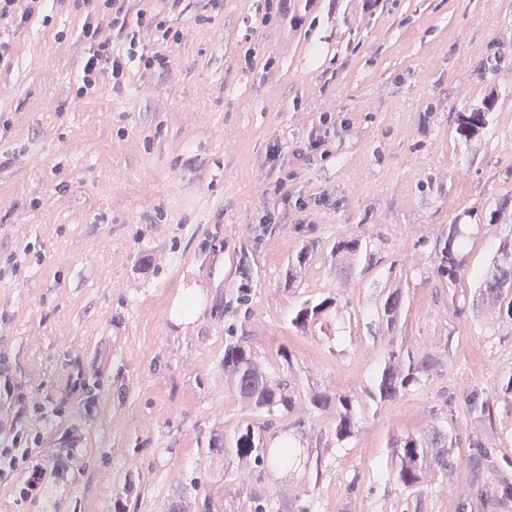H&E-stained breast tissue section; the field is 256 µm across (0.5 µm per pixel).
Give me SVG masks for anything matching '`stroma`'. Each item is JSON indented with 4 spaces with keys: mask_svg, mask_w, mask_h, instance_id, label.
<instances>
[{
    "mask_svg": "<svg viewBox=\"0 0 512 512\" xmlns=\"http://www.w3.org/2000/svg\"><path fill=\"white\" fill-rule=\"evenodd\" d=\"M130 8L179 32H139L166 68L131 64L118 85L101 73L84 95L85 18L116 52L129 47L97 0H45L0 25V440L22 433L46 471L26 503L21 476L0 478V512H201L194 480L219 512H245L259 489L280 512L301 500L312 512H512L497 492L512 480V404L482 423L470 410L512 376V324L448 303L477 295L503 232L485 212L512 199V0H319L298 24L276 0ZM491 95L483 135L464 140L457 113ZM454 222L468 272L450 288L431 248ZM346 236L368 248L340 276L329 247ZM243 248L252 347L272 372L290 350L300 392L355 396L349 440L330 414H270L225 390L224 322L209 309ZM394 270L407 276L402 335L447 345L448 361L375 406L363 390L384 340L367 324ZM190 285L203 301L183 326L171 312ZM328 295L340 306L329 334L297 332L295 307ZM248 423L299 441L288 471L259 479L208 448ZM436 424L457 467L417 497L393 481L387 441ZM477 433L492 443L478 470Z\"/></svg>",
    "mask_w": 512,
    "mask_h": 512,
    "instance_id": "obj_1",
    "label": "stroma"
}]
</instances>
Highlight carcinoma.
I'll list each match as a JSON object with an SVG mask.
<instances>
[{
	"mask_svg": "<svg viewBox=\"0 0 512 512\" xmlns=\"http://www.w3.org/2000/svg\"><path fill=\"white\" fill-rule=\"evenodd\" d=\"M493 102L494 97L490 96L482 107L457 113V134L466 140L479 137L489 122ZM507 209L508 202L502 201L489 212V221L504 224L506 234L500 240L497 257L485 274L477 295L478 302L498 311V320L503 323L512 322V214ZM463 248V232L459 224L448 225L435 237L432 273L450 288L465 271ZM366 249L357 237L337 240L331 248L336 255V270H350L349 263ZM308 254L306 248L288 261L285 284L291 287L296 283ZM236 273L238 279L216 297L209 309L212 317L235 318V322L228 325L224 339L225 388L248 405L269 413L275 410L290 412L303 397L309 409L315 412L332 411L336 442L349 439L358 424L353 396L327 389L312 390L303 396L287 380L269 373L248 345L245 328L238 327L250 318L254 297L253 268L245 250L237 255ZM400 280V275H394L376 304L377 329L382 332L385 344L364 392L365 397L375 404L394 401L412 391L445 366L447 359L448 348L411 345L399 335L400 320L407 304ZM338 310L339 304L334 297L307 299L295 308L290 323L303 335L322 331L328 325V318ZM265 429L264 425L248 423L230 436H211L207 447L223 452L229 461L251 467L261 479L268 468L286 469L298 456L294 438L286 436L277 447H268ZM453 447V436L440 425L419 435L394 436L388 444L393 480L413 493L422 494L431 481L448 477L456 468ZM250 512H279L274 495L265 491L253 496Z\"/></svg>",
	"mask_w": 512,
	"mask_h": 512,
	"instance_id": "1",
	"label": "carcinoma"
}]
</instances>
